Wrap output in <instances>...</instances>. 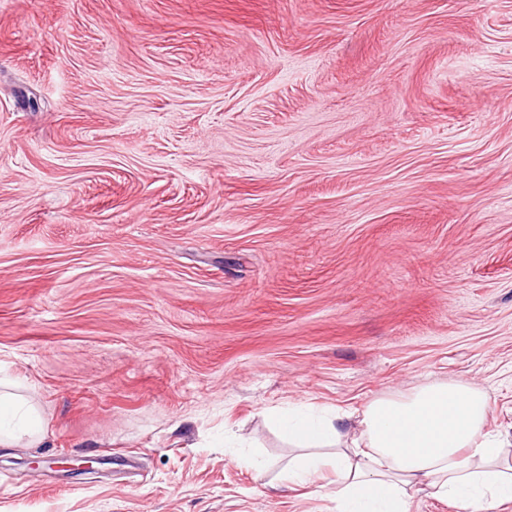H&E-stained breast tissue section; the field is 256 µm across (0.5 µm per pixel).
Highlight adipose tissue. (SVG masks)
Returning <instances> with one entry per match:
<instances>
[{
    "instance_id": "1",
    "label": "adipose tissue",
    "mask_w": 512,
    "mask_h": 512,
    "mask_svg": "<svg viewBox=\"0 0 512 512\" xmlns=\"http://www.w3.org/2000/svg\"><path fill=\"white\" fill-rule=\"evenodd\" d=\"M0 377V446L36 442L42 421ZM487 397L463 381L385 395L363 408L353 428L339 413L295 405L268 414L297 453L286 480L319 486L336 512H411L415 492L495 512L512 503V439L488 427Z\"/></svg>"
}]
</instances>
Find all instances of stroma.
Instances as JSON below:
<instances>
[{
    "label": "stroma",
    "mask_w": 512,
    "mask_h": 512,
    "mask_svg": "<svg viewBox=\"0 0 512 512\" xmlns=\"http://www.w3.org/2000/svg\"><path fill=\"white\" fill-rule=\"evenodd\" d=\"M0 366V512H336L293 402L511 429L512 0H0ZM12 383L0 377V446L33 444L42 432V421L24 400L5 388Z\"/></svg>",
    "instance_id": "stroma-1"
}]
</instances>
